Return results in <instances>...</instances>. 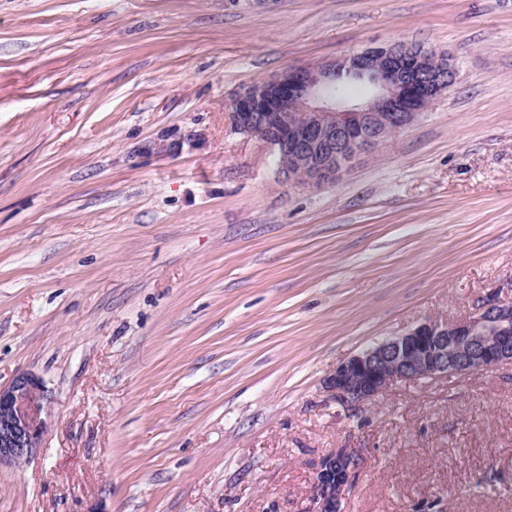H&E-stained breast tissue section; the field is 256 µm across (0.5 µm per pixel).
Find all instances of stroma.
I'll use <instances>...</instances> for the list:
<instances>
[{
    "label": "stroma",
    "mask_w": 512,
    "mask_h": 512,
    "mask_svg": "<svg viewBox=\"0 0 512 512\" xmlns=\"http://www.w3.org/2000/svg\"><path fill=\"white\" fill-rule=\"evenodd\" d=\"M456 83L335 181L291 183L225 107L380 44ZM512 279V0H0V384L50 394L0 512H512V364L398 381L337 364ZM358 460L349 448H335L319 460L310 491L312 508L307 512L344 511L346 493L358 475Z\"/></svg>",
    "instance_id": "obj_1"
}]
</instances>
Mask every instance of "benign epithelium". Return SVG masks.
I'll return each instance as SVG.
<instances>
[{
  "instance_id": "7a95c632",
  "label": "benign epithelium",
  "mask_w": 512,
  "mask_h": 512,
  "mask_svg": "<svg viewBox=\"0 0 512 512\" xmlns=\"http://www.w3.org/2000/svg\"><path fill=\"white\" fill-rule=\"evenodd\" d=\"M457 78L453 58L402 44L370 46L313 66H288L254 84L228 105L233 128L257 135L278 152L293 183L336 179L358 156L410 126ZM344 81L373 88L352 104L330 91ZM512 364V280L455 319H428L401 336L384 339L343 361L328 376L331 399L350 411L397 381L485 371ZM50 396L43 381L17 375L0 385V467L29 461L41 448ZM359 469L349 448H335L315 466L308 512H343Z\"/></svg>"
}]
</instances>
